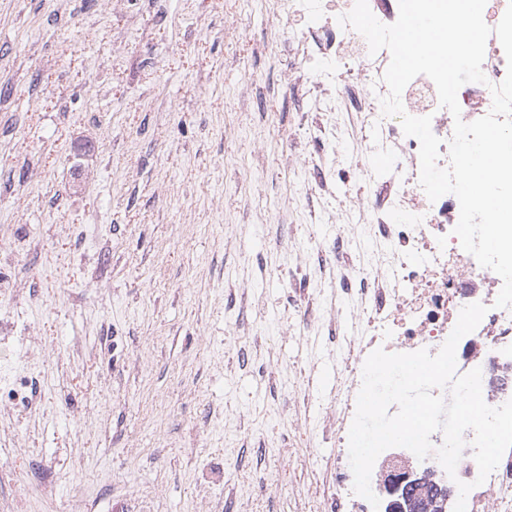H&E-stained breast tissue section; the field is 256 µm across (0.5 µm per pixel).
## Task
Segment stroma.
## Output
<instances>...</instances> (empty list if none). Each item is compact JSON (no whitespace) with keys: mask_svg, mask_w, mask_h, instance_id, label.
<instances>
[{"mask_svg":"<svg viewBox=\"0 0 512 512\" xmlns=\"http://www.w3.org/2000/svg\"><path fill=\"white\" fill-rule=\"evenodd\" d=\"M272 22L0 0V512H318L336 365L286 291L336 227L281 149L298 103L245 91L297 65Z\"/></svg>","mask_w":512,"mask_h":512,"instance_id":"stroma-1","label":"stroma"}]
</instances>
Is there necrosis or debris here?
<instances>
[{
    "mask_svg": "<svg viewBox=\"0 0 512 512\" xmlns=\"http://www.w3.org/2000/svg\"><path fill=\"white\" fill-rule=\"evenodd\" d=\"M355 0H281L275 24L287 26L280 44L299 63L278 88L279 95L296 98L304 109L299 125L316 149L307 164L313 175L308 203L334 200L339 229L334 242L336 261L312 257L327 290L341 297V312L316 308L314 297L300 291L307 322L322 325L336 348L343 399L330 401L325 430L336 446V483L322 512H388L387 463L407 461L419 481V492L444 494L456 503L458 482L471 484L466 512H512V448L505 451L484 483H477L473 432H465L466 447L455 476H448L435 457L418 460L408 449L383 451L371 474V489L379 506L353 491L348 435L362 384V368L376 349L408 353L422 348L438 352L454 329L460 309L480 302L489 311L478 327L456 348L458 373L482 370V395L492 407L512 399V309L496 307L501 278L463 250L454 228L460 216L457 197L446 194L429 200L420 185L419 142L405 135L400 120L382 113L388 94L384 81L391 61L388 49L370 52L365 38L339 18ZM485 83H468L458 91L464 122L489 113L491 88L506 74V58L497 35H490L482 66ZM405 111L431 116L440 138L437 164H450L448 142L452 114L439 104L436 87L427 76L414 78L402 93ZM359 240L368 258L353 262L346 241Z\"/></svg>",
    "mask_w": 512,
    "mask_h": 512,
    "instance_id": "obj_1",
    "label": "necrosis or debris"
}]
</instances>
